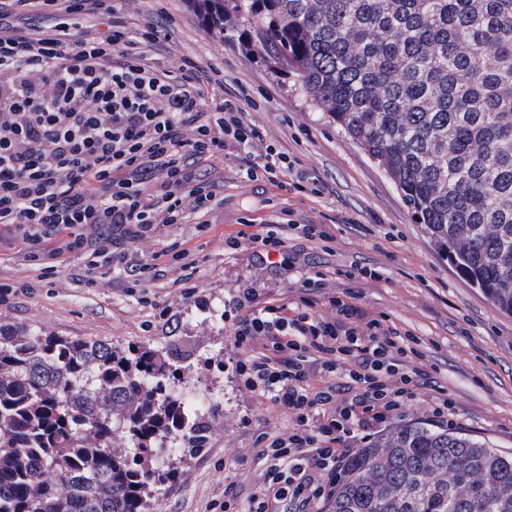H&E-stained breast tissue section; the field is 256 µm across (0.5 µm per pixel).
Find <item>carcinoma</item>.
Instances as JSON below:
<instances>
[{"label":"carcinoma","mask_w":512,"mask_h":512,"mask_svg":"<svg viewBox=\"0 0 512 512\" xmlns=\"http://www.w3.org/2000/svg\"><path fill=\"white\" fill-rule=\"evenodd\" d=\"M294 76L394 180L466 282L512 314V0H195ZM151 348L0 322V512H149L204 448ZM323 512H512V451L423 420L359 449Z\"/></svg>","instance_id":"cac0c4a2"}]
</instances>
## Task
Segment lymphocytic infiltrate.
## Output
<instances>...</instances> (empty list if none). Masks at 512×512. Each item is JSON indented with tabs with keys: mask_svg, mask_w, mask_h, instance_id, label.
I'll list each match as a JSON object with an SVG mask.
<instances>
[{
	"mask_svg": "<svg viewBox=\"0 0 512 512\" xmlns=\"http://www.w3.org/2000/svg\"><path fill=\"white\" fill-rule=\"evenodd\" d=\"M113 0H0V233L10 234L38 279L80 260L85 284L111 279L128 243L187 211L209 213L215 195L194 178L196 161L247 153L246 176L297 194H319L290 154L254 153L260 134L242 92L210 98L218 71L178 56L160 63L161 36L114 25ZM30 16L26 27L8 21ZM96 18L79 31L78 18ZM188 255L181 243L139 261L134 285L166 276ZM325 276L298 295L248 307L232 368L245 387L288 408L287 432L259 434L263 468L252 487L224 485L223 512H321L336 478L381 423L403 416L426 373L400 331L382 318L350 326L352 305L315 311ZM326 384L309 391L314 373Z\"/></svg>",
	"mask_w": 512,
	"mask_h": 512,
	"instance_id": "f902f5d3",
	"label": "lymphocytic infiltrate"
}]
</instances>
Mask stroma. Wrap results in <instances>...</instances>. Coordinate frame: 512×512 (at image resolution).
<instances>
[{
    "label": "stroma",
    "instance_id": "1",
    "mask_svg": "<svg viewBox=\"0 0 512 512\" xmlns=\"http://www.w3.org/2000/svg\"><path fill=\"white\" fill-rule=\"evenodd\" d=\"M118 5L117 22L132 32L149 20L167 21L168 37L152 50L159 62L188 55L220 70L225 93L247 90L258 105L248 118L265 143L297 157L299 171L323 188L316 196H295L246 179L237 158L202 163L198 171L211 182L218 206L204 220L158 227L129 248L130 259L141 261L177 239L197 261L191 271L176 268L151 283L152 309L125 292L122 278L93 287L78 283L74 263L54 282L37 281L16 250L0 247V283L13 287L0 302V321L121 348L163 349L193 366L213 358L206 384L223 392V416L212 421L206 448L174 458V474L154 502L155 512H206L210 502L223 499L225 478L249 479L261 470L256 436L286 432L291 418L287 409L245 390L226 365L238 354L233 334L240 306L249 298H279L319 272L327 276L325 295L355 289L360 315H384L417 340L419 365L432 381L407 405L404 422L428 419L430 404L445 393L453 401L454 429L512 451V316L455 272L415 223L392 180L294 79L245 51L237 34L210 28L192 0ZM285 210L296 223L328 225L330 250L292 235L280 251L266 253L253 238L256 227L277 223ZM350 268L371 269L378 277L354 285L342 275ZM187 284L195 294L184 295Z\"/></svg>",
    "mask_w": 512,
    "mask_h": 512
}]
</instances>
